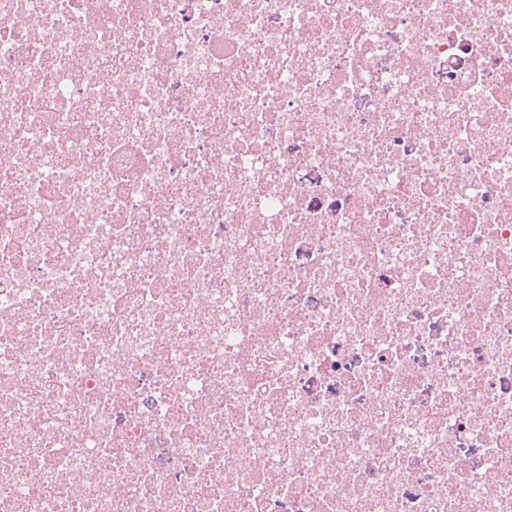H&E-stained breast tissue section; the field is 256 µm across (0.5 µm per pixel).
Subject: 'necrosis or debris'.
Listing matches in <instances>:
<instances>
[{"instance_id": "4bbe7bcc", "label": "necrosis or debris", "mask_w": 512, "mask_h": 512, "mask_svg": "<svg viewBox=\"0 0 512 512\" xmlns=\"http://www.w3.org/2000/svg\"><path fill=\"white\" fill-rule=\"evenodd\" d=\"M0 512H512V0H0Z\"/></svg>"}]
</instances>
